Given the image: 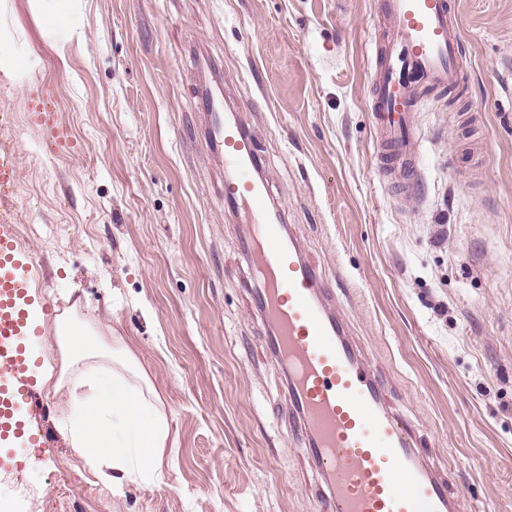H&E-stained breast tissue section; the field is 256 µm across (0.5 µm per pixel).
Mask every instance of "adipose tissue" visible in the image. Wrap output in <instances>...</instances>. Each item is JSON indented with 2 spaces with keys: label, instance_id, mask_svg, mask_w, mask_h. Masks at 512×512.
<instances>
[{
  "label": "adipose tissue",
  "instance_id": "adipose-tissue-1",
  "mask_svg": "<svg viewBox=\"0 0 512 512\" xmlns=\"http://www.w3.org/2000/svg\"><path fill=\"white\" fill-rule=\"evenodd\" d=\"M54 338L65 351L62 369L43 363L40 381L60 391L57 411L74 452L91 469L109 467L105 484L152 483L169 445L162 398L123 338L73 311L54 320Z\"/></svg>",
  "mask_w": 512,
  "mask_h": 512
}]
</instances>
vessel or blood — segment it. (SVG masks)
I'll return each instance as SVG.
<instances>
[{"mask_svg":"<svg viewBox=\"0 0 512 512\" xmlns=\"http://www.w3.org/2000/svg\"><path fill=\"white\" fill-rule=\"evenodd\" d=\"M382 17L370 109L385 175L410 188L419 180L420 92L457 85L466 54L452 0H383ZM196 98L207 115V146L224 163V203L246 218L241 244L249 294L269 327L268 357L285 373L302 451L319 476V512H462L448 474L417 447L413 429L388 404L378 372L332 308L331 289L284 225L254 138L225 113L221 91L202 85ZM50 100V90L41 89L31 122L63 149L72 135ZM35 273L15 224L1 218L0 436L22 453L43 444L30 366L51 305L36 296Z\"/></svg>","mask_w":512,"mask_h":512,"instance_id":"vessel-or-blood-1","label":"vessel or blood"}]
</instances>
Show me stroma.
Here are the masks:
<instances>
[{"label":"stroma","mask_w":512,"mask_h":512,"mask_svg":"<svg viewBox=\"0 0 512 512\" xmlns=\"http://www.w3.org/2000/svg\"><path fill=\"white\" fill-rule=\"evenodd\" d=\"M382 0H79L76 38L0 0L22 247L38 297L110 326L169 414L161 480L112 493L36 401L31 468L0 450L15 512H318L284 377L252 309L201 64L255 136L272 200L467 512H512V0H458L467 77L428 92L419 190L389 186L367 104ZM46 85L72 134L29 122Z\"/></svg>","instance_id":"stroma-1"}]
</instances>
